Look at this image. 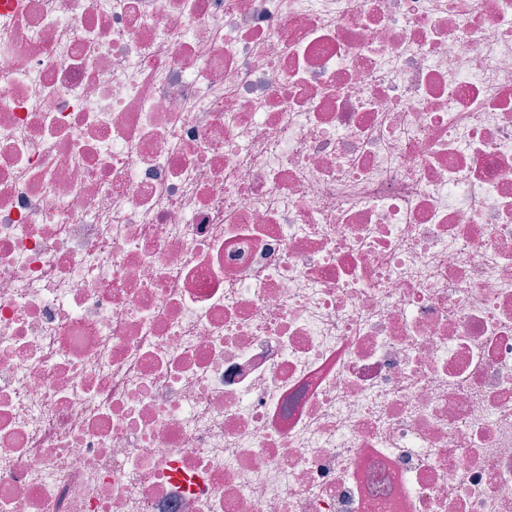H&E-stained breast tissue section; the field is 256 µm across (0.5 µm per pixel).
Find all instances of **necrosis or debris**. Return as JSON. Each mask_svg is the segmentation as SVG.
I'll use <instances>...</instances> for the list:
<instances>
[{"label": "necrosis or debris", "mask_w": 512, "mask_h": 512, "mask_svg": "<svg viewBox=\"0 0 512 512\" xmlns=\"http://www.w3.org/2000/svg\"><path fill=\"white\" fill-rule=\"evenodd\" d=\"M0 512H512V0H0Z\"/></svg>", "instance_id": "obj_1"}]
</instances>
